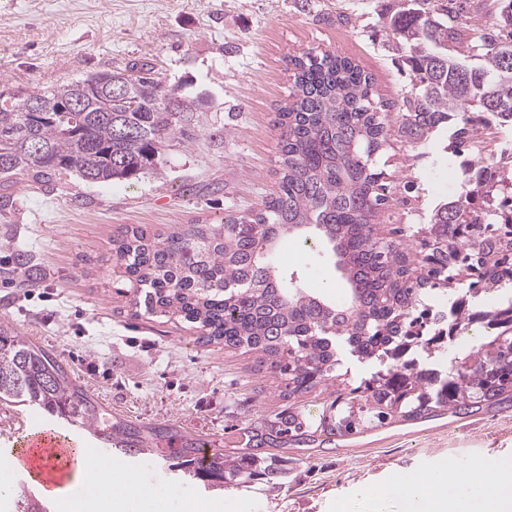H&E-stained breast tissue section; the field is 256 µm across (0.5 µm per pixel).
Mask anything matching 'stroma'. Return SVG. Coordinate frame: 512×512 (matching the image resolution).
<instances>
[{
	"label": "stroma",
	"mask_w": 512,
	"mask_h": 512,
	"mask_svg": "<svg viewBox=\"0 0 512 512\" xmlns=\"http://www.w3.org/2000/svg\"><path fill=\"white\" fill-rule=\"evenodd\" d=\"M396 0H0V90L37 91L133 61L154 65L168 90L199 98L200 133L169 147L157 169L130 182L91 184L68 174L54 189L22 182L0 213V242L32 251L42 276L20 291L0 285V323L53 353L102 408L127 420L175 426L216 448L244 440L233 416H270L284 400L260 354L201 339L175 317L136 312L135 288L110 261L123 227L157 233L217 224L226 209L250 211L278 189L277 112L289 99L290 57L312 51L355 59L381 100L401 102L407 67L389 43ZM453 125L429 145L399 137L378 161L395 200L389 221L424 224L442 200L465 194ZM448 158L436 166L437 155ZM413 190H405L406 181ZM279 266L321 275V293L342 283L322 243L280 242ZM47 414L0 402V443ZM288 481L258 475L207 488L175 478L151 455L137 459L161 512H345L358 487L382 488L456 462H496L512 472V406L398 422L336 440L334 449L288 450Z\"/></svg>",
	"instance_id": "1"
}]
</instances>
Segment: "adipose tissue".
<instances>
[{"label": "adipose tissue", "mask_w": 512, "mask_h": 512, "mask_svg": "<svg viewBox=\"0 0 512 512\" xmlns=\"http://www.w3.org/2000/svg\"><path fill=\"white\" fill-rule=\"evenodd\" d=\"M118 470L116 462L81 454L51 496L68 512H153L140 473L122 471L116 483ZM349 512H512V480L491 464L475 473L451 467L403 477L381 490L360 488Z\"/></svg>", "instance_id": "1"}]
</instances>
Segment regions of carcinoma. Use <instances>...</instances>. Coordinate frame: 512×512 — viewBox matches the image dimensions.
I'll use <instances>...</instances> for the list:
<instances>
[{"mask_svg": "<svg viewBox=\"0 0 512 512\" xmlns=\"http://www.w3.org/2000/svg\"><path fill=\"white\" fill-rule=\"evenodd\" d=\"M405 0L389 20V37L408 51L410 89L395 115L376 99L374 78L352 58L305 52L290 60L294 86L278 112L279 185L259 210H228L222 224H179L168 233L122 230L112 262L140 292L135 306L177 315L224 346L260 352L284 382L288 406L249 417L244 447L207 453L205 442L166 425L140 426L104 412L52 355L0 325V402L74 417L151 451L210 487L262 468L267 483L288 474L280 449L319 448L386 426L451 412L512 404V301L474 306L486 285L512 282V152L496 150L512 129V0L468 63L448 9ZM125 73L127 98L105 81ZM82 98L85 107L64 112ZM30 100L40 111H26ZM201 101L165 89L148 62L66 81L48 91L0 92V186L30 181L46 188L76 173L93 183L138 178L157 166L170 143L194 139ZM456 120L453 152L469 155L472 189L437 206L427 224L383 228L393 198L377 168L392 128L412 147ZM313 234L328 247L346 302L301 285L276 265L284 236ZM5 278L36 284L26 251L8 249ZM448 302L435 326L432 303ZM479 324L494 337L463 358L448 345ZM349 359L367 367L358 385L312 417L291 400L340 377Z\"/></svg>", "mask_w": 512, "mask_h": 512, "instance_id": "1", "label": "carcinoma"}]
</instances>
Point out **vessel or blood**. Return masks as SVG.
Wrapping results in <instances>:
<instances>
[{
    "label": "vessel or blood",
    "mask_w": 512,
    "mask_h": 512,
    "mask_svg": "<svg viewBox=\"0 0 512 512\" xmlns=\"http://www.w3.org/2000/svg\"><path fill=\"white\" fill-rule=\"evenodd\" d=\"M93 444L108 456L116 454L111 443H96L94 433L86 431L78 420L69 419L62 424L38 427L11 447L0 448V460L10 463L49 490L77 464V449Z\"/></svg>",
    "instance_id": "b4317fda"
}]
</instances>
